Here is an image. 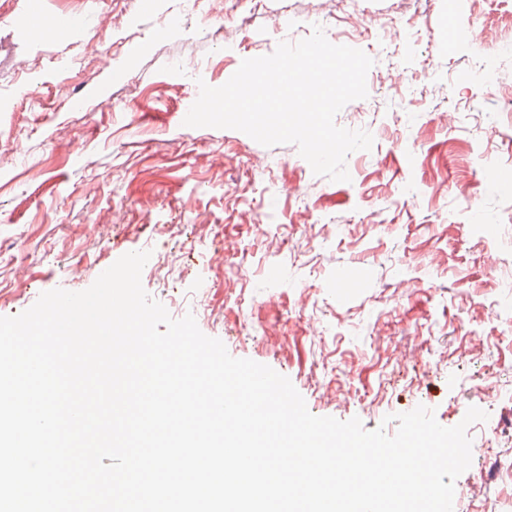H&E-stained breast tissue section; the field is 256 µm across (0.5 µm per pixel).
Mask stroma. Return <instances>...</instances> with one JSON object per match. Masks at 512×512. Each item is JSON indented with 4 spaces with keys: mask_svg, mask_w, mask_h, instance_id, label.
<instances>
[{
    "mask_svg": "<svg viewBox=\"0 0 512 512\" xmlns=\"http://www.w3.org/2000/svg\"><path fill=\"white\" fill-rule=\"evenodd\" d=\"M57 30L24 27L29 11ZM512 0H0V316L150 251L148 294L395 434L469 407L460 512H512ZM320 25L374 65L336 123L350 181L292 144L184 126L199 82Z\"/></svg>",
    "mask_w": 512,
    "mask_h": 512,
    "instance_id": "stroma-1",
    "label": "stroma"
}]
</instances>
